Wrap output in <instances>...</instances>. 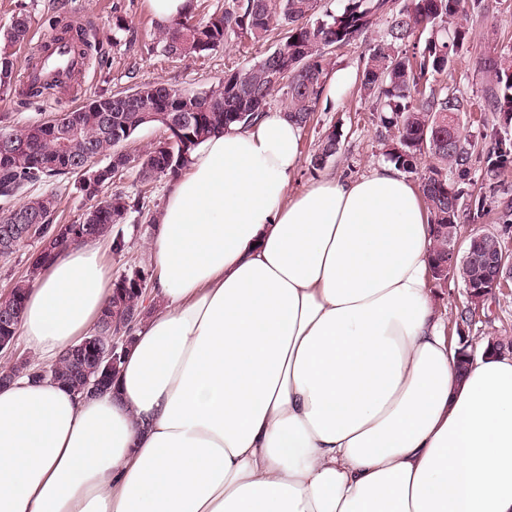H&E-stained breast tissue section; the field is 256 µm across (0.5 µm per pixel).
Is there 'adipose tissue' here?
I'll list each match as a JSON object with an SVG mask.
<instances>
[{"label": "adipose tissue", "mask_w": 512, "mask_h": 512, "mask_svg": "<svg viewBox=\"0 0 512 512\" xmlns=\"http://www.w3.org/2000/svg\"><path fill=\"white\" fill-rule=\"evenodd\" d=\"M300 137L268 110L193 152L112 390L0 386V512H512V358L458 372L418 189L388 164L291 192ZM111 289L72 245L18 332L55 361Z\"/></svg>", "instance_id": "1"}]
</instances>
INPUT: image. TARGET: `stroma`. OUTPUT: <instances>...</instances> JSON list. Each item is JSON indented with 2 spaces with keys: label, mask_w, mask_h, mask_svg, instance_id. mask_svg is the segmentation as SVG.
Here are the masks:
<instances>
[{
  "label": "stroma",
  "mask_w": 512,
  "mask_h": 512,
  "mask_svg": "<svg viewBox=\"0 0 512 512\" xmlns=\"http://www.w3.org/2000/svg\"><path fill=\"white\" fill-rule=\"evenodd\" d=\"M483 2L484 14L471 15L463 22L468 33L465 48L445 79L449 91L473 102L483 99L487 85L485 74L478 71L481 59L512 54V0ZM21 12L31 16L32 32L47 35L56 24L73 19L84 22L92 30L91 47L85 79L73 94L25 103L18 102L13 94L0 97V115L9 128L47 120L99 95L127 91L148 82L163 81L191 91L201 90L223 75L225 65L253 61L263 52L257 46L248 54H240V40L235 37L205 58H164L147 0H0V30L7 28ZM116 15L123 17L125 30H114L112 18ZM366 51V42L358 40L335 52L314 121L302 131L303 162L293 190H302L317 178L318 173L311 169L308 159L319 140L331 133L338 136L339 150L326 164V171L357 178L384 163L388 144L378 137L375 106L359 92L360 61ZM460 125L471 142L472 153L470 172L460 185H481L489 208L483 216L464 213L460 235L465 238L473 233L501 231L503 212H512V164L502 170L494 183H483L491 128L477 112L461 115ZM112 188L131 196L146 192V205L151 212L147 218L133 213L124 221L121 230L126 247L122 252H114L111 239H104L106 265L111 275L117 277L135 268H150L148 243L156 228L154 219L160 216L166 203L170 181L160 178L145 190L135 172L130 171L115 180ZM466 334L475 350L492 339L512 340V287L498 289L488 296L479 318L467 328Z\"/></svg>",
  "instance_id": "stroma-1"
}]
</instances>
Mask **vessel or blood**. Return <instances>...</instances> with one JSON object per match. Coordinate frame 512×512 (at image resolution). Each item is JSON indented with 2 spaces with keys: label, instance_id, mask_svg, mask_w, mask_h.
Listing matches in <instances>:
<instances>
[{
  "label": "vessel or blood",
  "instance_id": "b4317fda",
  "mask_svg": "<svg viewBox=\"0 0 512 512\" xmlns=\"http://www.w3.org/2000/svg\"><path fill=\"white\" fill-rule=\"evenodd\" d=\"M86 57L72 53L69 42L46 36L38 39L24 72V83L34 89L47 81H66L74 71H86Z\"/></svg>",
  "mask_w": 512,
  "mask_h": 512
}]
</instances>
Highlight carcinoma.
<instances>
[{
    "instance_id": "carcinoma-1",
    "label": "carcinoma",
    "mask_w": 512,
    "mask_h": 512,
    "mask_svg": "<svg viewBox=\"0 0 512 512\" xmlns=\"http://www.w3.org/2000/svg\"><path fill=\"white\" fill-rule=\"evenodd\" d=\"M320 0H231L197 17L191 12L164 28H158L161 53L168 59L205 58L233 36L255 43L275 40L259 59L228 67L224 76L197 91L199 104L193 112L167 98L169 85L144 83L136 87L137 104L125 105L126 92L99 96L64 113L73 125L69 145L60 153L58 143L65 129L52 118L31 122L19 129H0V200L8 216L0 227L13 221L11 214L28 216L30 231L12 242L0 234V258L7 259L20 248H36L30 267L37 268L52 255L77 242L57 235V185L67 176L79 177L80 190L91 204L81 214L86 228L81 240L113 236L115 251L125 248L124 236L112 233L130 212H142L143 197L130 199L112 192L113 179L136 171L143 184L161 176L177 178L190 163L192 152L211 134L232 125L248 124L266 110L270 99L280 95L281 110L300 127L313 120L323 96L332 55L336 50L384 28V34L368 44L360 67V90L376 102L383 139L391 142L387 161L405 173L425 168L420 190L430 214L433 232V278H448L442 265L448 245L457 242L463 213L464 190L448 174L468 173L470 148L461 134L459 116L470 111L469 101L448 93L439 77L448 73L465 46L467 32L458 19L469 11L484 10L482 0H339L336 11L318 14ZM31 18L19 14L0 34V93L9 94L17 83V59L13 47L28 40ZM481 73L490 77L480 111L493 120L512 124V55L490 56L480 62ZM159 110L185 121L183 137L159 140L138 156L120 149L122 143L147 126L142 114ZM24 143L20 152L4 151L8 144ZM332 133L322 138L310 160L320 170L338 152ZM105 164H100V161ZM512 161V139L496 138L487 152L488 181ZM92 165L97 188L90 189L83 169ZM47 186L37 196H27L28 187ZM32 278L15 284L0 299V336H17L26 288ZM147 287H138L122 277L114 280L112 294L97 322L94 335L103 344L112 342L122 323L128 333L149 313ZM49 369V377L73 391L86 393L83 376L69 352Z\"/></svg>"
}]
</instances>
